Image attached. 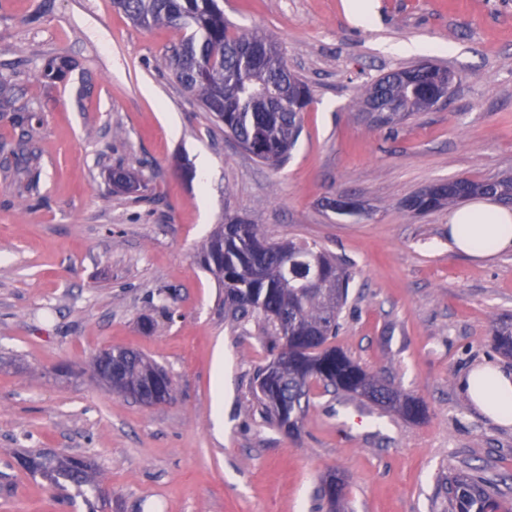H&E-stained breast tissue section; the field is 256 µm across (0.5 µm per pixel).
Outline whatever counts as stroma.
<instances>
[{"label":"stroma","mask_w":512,"mask_h":512,"mask_svg":"<svg viewBox=\"0 0 512 512\" xmlns=\"http://www.w3.org/2000/svg\"><path fill=\"white\" fill-rule=\"evenodd\" d=\"M347 2L224 0L236 30L264 31L312 91L288 162L271 169L159 71L176 29H141L112 0H0V78L32 112L27 128L0 113V158L31 133L37 180L30 192L31 174L0 171V512H87L18 466L29 448L91 459L104 512H315L330 472L347 512H444V478L475 467L512 488V426L459 385L482 364L512 371L491 340L512 317V252L467 257L448 246V208L406 207L439 182L512 175V0H374L365 27ZM417 41L439 49L391 50ZM52 58L68 62L63 78L41 76ZM424 62L455 73L447 105L370 125L367 85ZM118 166L145 190L113 192ZM339 194L359 210L330 208ZM228 215L347 265L334 344L419 398L420 421L318 385L298 431L263 418L255 374L274 328L234 318L200 262ZM109 345L163 366L172 400L106 390L91 362Z\"/></svg>","instance_id":"35a3bbf8"}]
</instances>
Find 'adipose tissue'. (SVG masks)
<instances>
[{"label": "adipose tissue", "mask_w": 512, "mask_h": 512, "mask_svg": "<svg viewBox=\"0 0 512 512\" xmlns=\"http://www.w3.org/2000/svg\"><path fill=\"white\" fill-rule=\"evenodd\" d=\"M448 245L474 258L512 251V211L486 198L461 205L448 217ZM460 386L480 411L512 425V373L486 365L464 376Z\"/></svg>", "instance_id": "1"}]
</instances>
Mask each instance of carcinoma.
Masks as SVG:
<instances>
[{"instance_id":"obj_1","label":"carcinoma","mask_w":512,"mask_h":512,"mask_svg":"<svg viewBox=\"0 0 512 512\" xmlns=\"http://www.w3.org/2000/svg\"><path fill=\"white\" fill-rule=\"evenodd\" d=\"M112 4L145 30L158 25L177 29L180 39L161 59L160 69L170 72L224 125V133L260 163L274 169L286 164L300 136V112L312 97L268 35L259 29L231 31L220 0H112ZM436 86L448 94L447 68L423 63L396 70L366 88L361 111L379 108L374 123L391 124L427 111ZM0 112L14 113L18 125L30 120L15 112V94L6 80H0ZM112 186L135 192L140 180L119 168L112 173ZM474 195L512 204V177L437 183L432 193L419 192L408 204L425 214ZM202 261L224 286V303L243 316L261 314L281 340L273 358L276 374L267 375L264 367L257 373L256 398L268 422L298 430L315 383L327 392L395 411L407 421L422 418L424 408L417 398L365 372L331 344L350 287V274L335 257L304 242L271 241L259 225L226 216L205 244ZM492 342L499 354L512 358V320L494 325ZM112 365L130 378L163 379L174 390L165 370L137 352L112 350V362L104 363L103 370ZM17 464L61 492L74 489L83 496H97L96 471L84 457H60L37 448L19 456ZM445 484L448 512H512L503 506L505 493L499 484L478 471L465 476L450 473ZM321 499L331 512L343 508L335 478L322 480Z\"/></svg>"}]
</instances>
